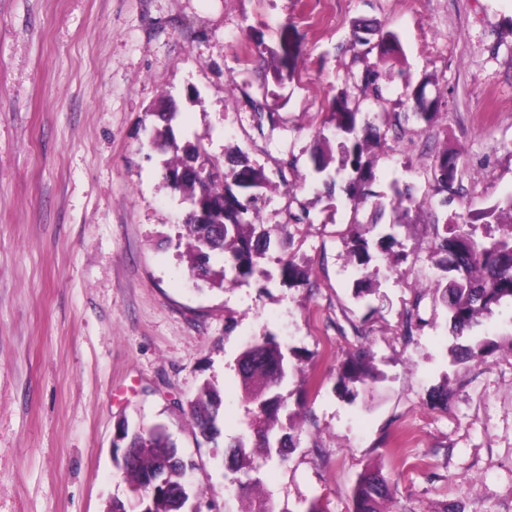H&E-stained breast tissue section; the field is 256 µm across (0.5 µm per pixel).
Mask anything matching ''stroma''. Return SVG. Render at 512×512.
Returning <instances> with one entry per match:
<instances>
[{
	"label": "stroma",
	"mask_w": 512,
	"mask_h": 512,
	"mask_svg": "<svg viewBox=\"0 0 512 512\" xmlns=\"http://www.w3.org/2000/svg\"><path fill=\"white\" fill-rule=\"evenodd\" d=\"M386 32L388 54L361 56L352 34ZM288 45V78L246 61L250 39ZM377 69L402 128L360 96ZM424 88L439 117L411 115ZM359 101L383 137L369 155L375 194L414 187L423 205L401 241L406 276L372 260L379 287L355 296L359 272L342 241L352 216L381 219L373 202L352 212L317 189L311 155L331 137L327 102ZM179 106L178 142L215 159L244 152L273 184L260 221L287 205L281 160L311 223L276 235L252 280L223 289L194 279L184 255L186 205L162 179L170 150L147 143L151 108ZM280 126L260 135L249 97ZM458 153L467 200L483 208L512 192V0H0V512H104L128 487L113 462L120 419L166 425L196 467L202 512H246L227 493L224 441L247 420L230 365L262 332L298 356L282 389L297 427L287 462H261L256 492L276 512H353L370 467L391 485L385 512H512V312L485 319L501 339L486 360L452 362L446 312L432 298L421 326L403 316L429 259L431 227L460 212L441 205L427 169ZM296 254L308 282L282 285L278 259ZM367 332L379 377L356 403L336 390L340 367ZM223 397L221 435L196 437L178 404L203 383ZM448 385V407L427 392Z\"/></svg>",
	"instance_id": "obj_1"
}]
</instances>
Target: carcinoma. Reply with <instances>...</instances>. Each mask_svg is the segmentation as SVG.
<instances>
[{
  "instance_id": "cac0c4a2",
  "label": "carcinoma",
  "mask_w": 512,
  "mask_h": 512,
  "mask_svg": "<svg viewBox=\"0 0 512 512\" xmlns=\"http://www.w3.org/2000/svg\"><path fill=\"white\" fill-rule=\"evenodd\" d=\"M379 72L366 69L362 75V92L372 98L380 109H385L386 99L378 83ZM416 116L426 122L437 117L436 102L418 94L413 101ZM253 121L259 132L264 128L275 130L279 118L264 109L258 100H251ZM329 121L339 139L337 153L331 149H317L312 154L314 171L320 175L322 193L327 199H336V188H341L346 200L357 209L371 196L372 179L369 161L365 160L370 149L381 140L380 129L362 118L359 107L350 104L344 95L328 101ZM178 109L171 100L160 102L152 115L157 124L154 132L165 139L175 154V160L163 173L166 185L179 192L191 191L196 202L197 217L185 220L184 227L193 240L187 254L188 269L196 279L209 284H234L241 279L264 277L261 266L270 246L271 234L287 231L291 224L310 222L309 210L300 207L296 214L284 209V222L269 224L256 231L252 219L264 204L263 189L271 181L261 167L250 163L240 153L226 157L224 163L211 160L199 145H179L173 129ZM209 170L205 181H176L178 174L198 165ZM459 157L440 150L430 165L432 191L441 196V204L460 196L458 180ZM421 201L412 194L395 193L392 203V222L380 225L355 222L347 234L348 253L357 265L366 268L372 260L371 250L384 254L388 267L397 269L407 254L395 251L396 229L412 223V212ZM495 224L499 236L479 237V225ZM431 262L443 276L420 287L411 307L403 318L404 335H412V328L422 323L420 304L428 294L435 304L448 314L449 333L465 343L452 347L454 362L470 358H486L493 352V343L479 334L483 320L494 310L507 305L512 308V192L494 204L464 215L454 214L446 224L431 225ZM222 258V269H213L212 259ZM282 284L292 286L309 280V271L295 257L280 260ZM365 347L350 353L341 366L340 391L350 402L359 396L358 386L377 379L378 373L368 360ZM296 364L288 357L277 336L270 331L245 344L234 358L232 370L238 379L243 400L249 405L248 433L224 443V476L233 485L245 491L260 483L257 478L242 481L241 476L258 470L249 448L262 452L266 459L287 460L288 448L293 446L290 427L281 412L286 408L281 389L288 383ZM223 398L214 387L205 384L187 401V413L197 432L207 440L220 435L218 422L222 417ZM119 441L122 448L133 449L128 462L115 459L116 467L130 484L132 492L148 490L141 498L139 512H185L191 497V487L185 481L187 461L176 441L161 424L144 427L120 425ZM390 496V483L378 468H369L358 480L354 493V512H383L382 505Z\"/></svg>"
}]
</instances>
